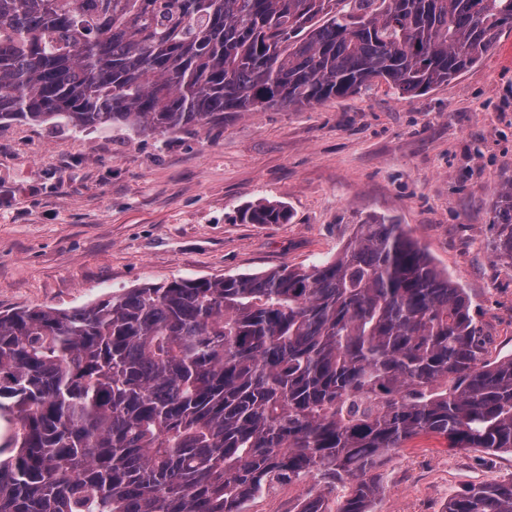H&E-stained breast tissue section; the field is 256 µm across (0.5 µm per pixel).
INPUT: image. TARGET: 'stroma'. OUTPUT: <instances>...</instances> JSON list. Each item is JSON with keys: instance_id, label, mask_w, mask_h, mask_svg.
Wrapping results in <instances>:
<instances>
[{"instance_id": "1", "label": "stroma", "mask_w": 512, "mask_h": 512, "mask_svg": "<svg viewBox=\"0 0 512 512\" xmlns=\"http://www.w3.org/2000/svg\"><path fill=\"white\" fill-rule=\"evenodd\" d=\"M511 180L509 29L473 68L417 97L377 81L173 136L0 122V310L308 266L335 257L355 225L386 219L466 289L498 359L512 355V266L494 249L492 202ZM268 201L287 205L288 223L240 222ZM380 473L377 512H442L466 487L512 477V452L421 436ZM320 490L285 484L247 512H290Z\"/></svg>"}]
</instances>
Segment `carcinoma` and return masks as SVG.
Listing matches in <instances>:
<instances>
[{
  "instance_id": "1",
  "label": "carcinoma",
  "mask_w": 512,
  "mask_h": 512,
  "mask_svg": "<svg viewBox=\"0 0 512 512\" xmlns=\"http://www.w3.org/2000/svg\"><path fill=\"white\" fill-rule=\"evenodd\" d=\"M507 27L512 0H0V122L165 136L376 80L416 97ZM492 210L512 261V182ZM486 349L466 290L393 223L305 268L0 311V512H245L307 478L375 512L373 470L418 436L512 449V355ZM444 512H512V480Z\"/></svg>"
}]
</instances>
